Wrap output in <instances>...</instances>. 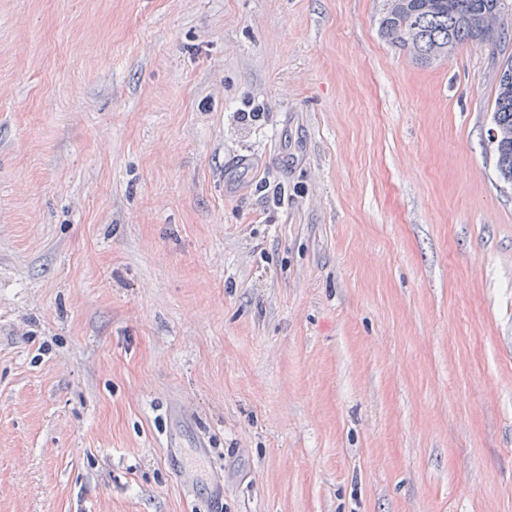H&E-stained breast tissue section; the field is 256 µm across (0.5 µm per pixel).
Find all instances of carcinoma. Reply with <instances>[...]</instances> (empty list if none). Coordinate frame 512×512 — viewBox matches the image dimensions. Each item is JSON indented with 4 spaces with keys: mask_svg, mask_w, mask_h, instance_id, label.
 Wrapping results in <instances>:
<instances>
[{
    "mask_svg": "<svg viewBox=\"0 0 512 512\" xmlns=\"http://www.w3.org/2000/svg\"><path fill=\"white\" fill-rule=\"evenodd\" d=\"M504 0H384L379 33L429 64L466 44H495ZM493 121L503 136L494 145L497 171L512 184V58L500 63Z\"/></svg>",
    "mask_w": 512,
    "mask_h": 512,
    "instance_id": "1",
    "label": "carcinoma"
}]
</instances>
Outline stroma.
<instances>
[{
	"label": "stroma",
	"instance_id": "35a3bbf8",
	"mask_svg": "<svg viewBox=\"0 0 512 512\" xmlns=\"http://www.w3.org/2000/svg\"><path fill=\"white\" fill-rule=\"evenodd\" d=\"M505 3L0 0V512H512ZM504 0H385L379 33L424 64L466 44L496 43ZM498 71L493 121L503 131V136L499 140L495 126L489 136L493 144L498 142L493 147L497 171L504 182L512 184V58L501 62Z\"/></svg>",
	"mask_w": 512,
	"mask_h": 512
}]
</instances>
